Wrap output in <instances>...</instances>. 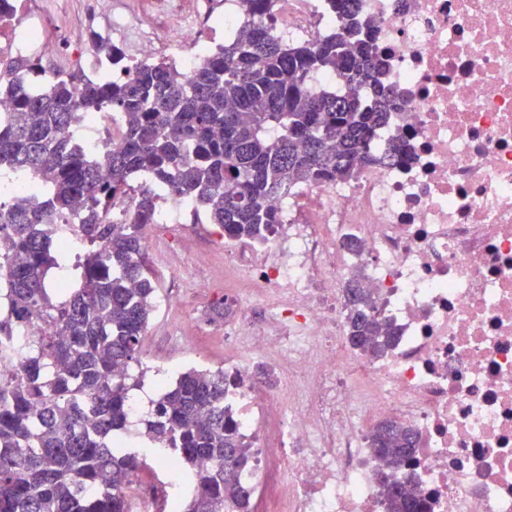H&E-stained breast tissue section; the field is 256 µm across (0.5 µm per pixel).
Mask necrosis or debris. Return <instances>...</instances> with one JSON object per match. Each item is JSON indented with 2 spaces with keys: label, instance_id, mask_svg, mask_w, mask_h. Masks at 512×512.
Masks as SVG:
<instances>
[{
  "label": "necrosis or debris",
  "instance_id": "4bbe7bcc",
  "mask_svg": "<svg viewBox=\"0 0 512 512\" xmlns=\"http://www.w3.org/2000/svg\"><path fill=\"white\" fill-rule=\"evenodd\" d=\"M0 11V46H47L43 13ZM273 32L316 38L338 28L327 0H274ZM143 0L113 16L126 32L119 64L84 30L68 53L90 75L160 56L182 72L232 38L238 0H189L173 29L146 23ZM396 94L371 140L380 162L347 183L303 185L276 200L281 222L226 245L245 258L250 296L276 333L237 322L224 351V405L254 443L241 479L248 512H388L373 452L393 420L418 437L395 471L424 512H512V0H359ZM407 139L409 161L389 164ZM397 340L383 356L345 328L351 272Z\"/></svg>",
  "mask_w": 512,
  "mask_h": 512
}]
</instances>
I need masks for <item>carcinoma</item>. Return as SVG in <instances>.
I'll list each match as a JSON object with an SVG mask.
<instances>
[{
  "mask_svg": "<svg viewBox=\"0 0 512 512\" xmlns=\"http://www.w3.org/2000/svg\"><path fill=\"white\" fill-rule=\"evenodd\" d=\"M247 19L191 74L165 63H141L114 79L69 70L34 90L20 74L37 68L22 56H0V95L19 114L0 123V178L30 172L49 193L25 203L0 200V281L8 299L0 319V358L21 357L0 381V512H127L125 486L139 470L135 449L112 435L126 429L136 384L114 367L137 361L154 311L159 278L146 260L143 226L155 219L156 193L193 201L226 240L256 239L280 223L272 200L296 185L349 182L377 162L374 130L394 105L382 79L383 59L359 21L358 0H329L339 28L324 37L288 40L266 26L271 0H239ZM97 53L119 58L104 37ZM335 73L346 91L314 84ZM372 82L365 99L361 87ZM123 113V145L92 156L69 129L81 113ZM134 192L127 224L106 216L112 200ZM83 204L79 231L91 248L79 287L56 305L46 285L57 265L63 227L54 223ZM353 345L371 357L392 339L369 309L373 297L346 288ZM50 319L54 332L33 346L14 342L18 324ZM147 439L181 460L193 493L178 512H247L250 491L238 474L250 443L224 410V370L189 368L156 401ZM393 467L417 444L395 421L371 436ZM390 512H423L410 485L383 473Z\"/></svg>",
  "mask_w": 512,
  "mask_h": 512,
  "instance_id": "cac0c4a2",
  "label": "carcinoma"
}]
</instances>
